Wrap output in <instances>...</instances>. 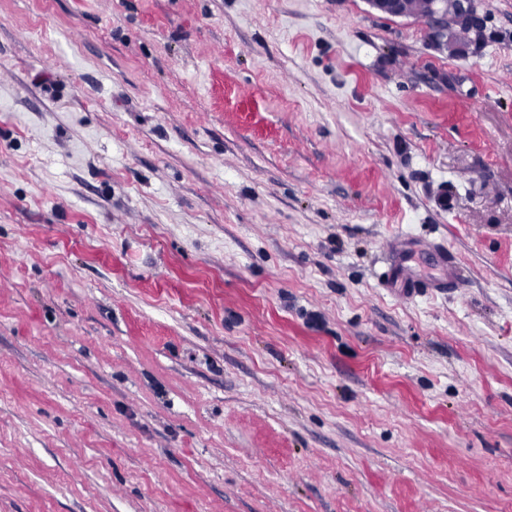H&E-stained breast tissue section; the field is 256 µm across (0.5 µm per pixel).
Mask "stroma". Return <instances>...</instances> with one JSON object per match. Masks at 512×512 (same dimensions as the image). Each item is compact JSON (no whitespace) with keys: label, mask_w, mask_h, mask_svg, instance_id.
Wrapping results in <instances>:
<instances>
[{"label":"stroma","mask_w":512,"mask_h":512,"mask_svg":"<svg viewBox=\"0 0 512 512\" xmlns=\"http://www.w3.org/2000/svg\"><path fill=\"white\" fill-rule=\"evenodd\" d=\"M0 0V512H512V0ZM404 245L407 297L381 275ZM436 7L430 16L431 33L448 45V51L455 53L462 49L464 43L455 39V25H464L471 31L483 33L485 15L482 14L475 0H434ZM443 3L444 6L438 5ZM409 260L401 253L394 264L390 266L388 279L395 280V287L399 283L398 288L406 295H413L418 291V288H433L440 291L443 288H448V284L454 281V278L445 277L444 279L434 280L432 282L422 283L417 275L407 263Z\"/></svg>","instance_id":"obj_1"}]
</instances>
